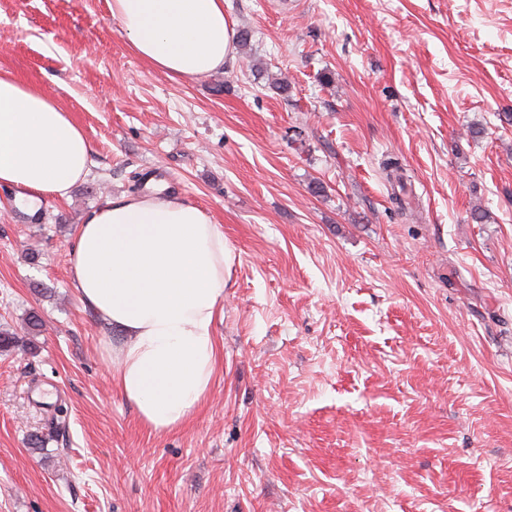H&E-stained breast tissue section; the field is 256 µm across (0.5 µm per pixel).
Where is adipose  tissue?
<instances>
[{"label": "adipose tissue", "mask_w": 512, "mask_h": 512, "mask_svg": "<svg viewBox=\"0 0 512 512\" xmlns=\"http://www.w3.org/2000/svg\"><path fill=\"white\" fill-rule=\"evenodd\" d=\"M133 51L172 78L223 68L236 48L224 0H107ZM86 132L41 89L0 73V185L35 209L88 174ZM81 300L121 335V394L163 431L208 392L224 306V230L174 195L127 194L91 211L69 243Z\"/></svg>", "instance_id": "ef3b65f1"}]
</instances>
